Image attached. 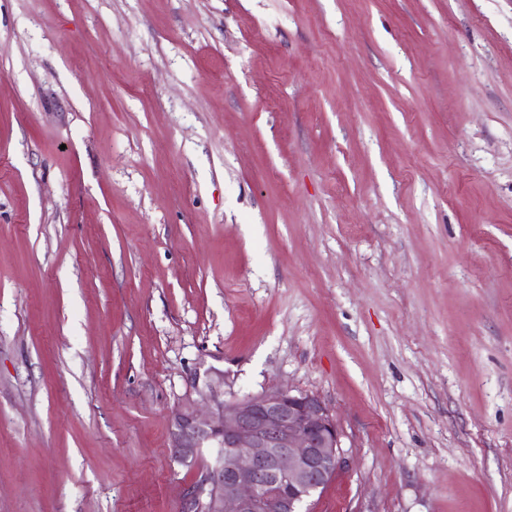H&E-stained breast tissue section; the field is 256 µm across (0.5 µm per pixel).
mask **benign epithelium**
Here are the masks:
<instances>
[{
	"label": "benign epithelium",
	"mask_w": 512,
	"mask_h": 512,
	"mask_svg": "<svg viewBox=\"0 0 512 512\" xmlns=\"http://www.w3.org/2000/svg\"><path fill=\"white\" fill-rule=\"evenodd\" d=\"M171 439L183 465L211 452L205 512H301L343 459L327 405L288 389L223 401L209 413L181 403L171 415Z\"/></svg>",
	"instance_id": "7a95c632"
}]
</instances>
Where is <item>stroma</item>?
Instances as JSON below:
<instances>
[{"label": "stroma", "mask_w": 512, "mask_h": 512, "mask_svg": "<svg viewBox=\"0 0 512 512\" xmlns=\"http://www.w3.org/2000/svg\"><path fill=\"white\" fill-rule=\"evenodd\" d=\"M271 388L304 512H512V0H0V512H184ZM171 439L173 458L183 465L211 452L197 486L209 487L206 503L200 494L190 512H301L343 459L327 405L288 389L223 401L209 413L181 403L171 415Z\"/></svg>", "instance_id": "35a3bbf8"}]
</instances>
